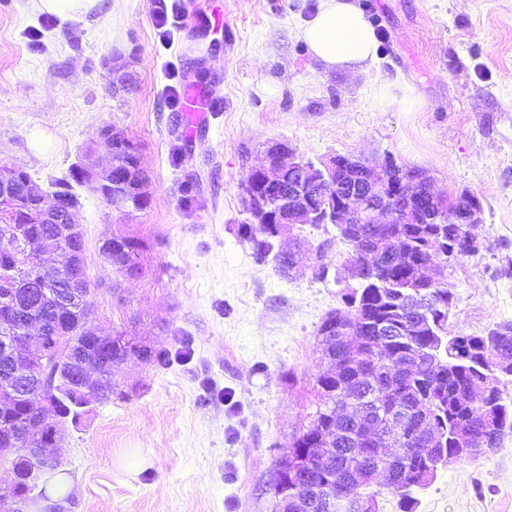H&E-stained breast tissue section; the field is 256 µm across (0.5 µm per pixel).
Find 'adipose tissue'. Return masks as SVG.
Listing matches in <instances>:
<instances>
[{
    "label": "adipose tissue",
    "mask_w": 512,
    "mask_h": 512,
    "mask_svg": "<svg viewBox=\"0 0 512 512\" xmlns=\"http://www.w3.org/2000/svg\"><path fill=\"white\" fill-rule=\"evenodd\" d=\"M298 36L326 71H367L376 62L377 37L354 0H318Z\"/></svg>",
    "instance_id": "adipose-tissue-1"
}]
</instances>
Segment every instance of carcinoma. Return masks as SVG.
<instances>
[{
  "instance_id": "obj_1",
  "label": "carcinoma",
  "mask_w": 512,
  "mask_h": 512,
  "mask_svg": "<svg viewBox=\"0 0 512 512\" xmlns=\"http://www.w3.org/2000/svg\"><path fill=\"white\" fill-rule=\"evenodd\" d=\"M111 145L123 164L138 165V148L119 133L112 135ZM32 176L22 168L15 169L13 195L16 202L18 227L27 225L29 201L24 189ZM85 176L74 173L51 182V195L57 204H76L78 198L73 184H84ZM145 182L142 169H137L133 180L120 188L129 205L139 207V186ZM32 231L57 240L58 249L65 257L46 269L30 266L21 254L11 251L13 236L0 228V294L11 290L20 303L21 311L12 322L0 325V331L18 333L25 321L34 319L50 330H64L66 337L59 343L57 357L38 373L36 383L44 389L52 388L56 370L74 367L85 356H91L102 373L105 385H111L112 374L128 354L153 360L160 365L167 362L164 352L155 354L141 349L123 336H108L103 340L84 331L80 319L65 312L56 313L57 298L71 289L84 298L86 312L93 313L90 301L91 281L86 265H71L66 254L84 250L83 239H72L63 234L61 224H34ZM341 240L353 247L350 260L363 269V278L344 296L348 307L343 318L352 328L348 336H323V352L349 359V345L362 344L363 359L352 361L344 372L334 376L323 373L316 379L315 407L309 425L293 438L290 447L313 448L325 437L336 448L331 462L304 472L292 489L289 499L300 501L297 512H323L322 497L329 492L330 478L351 467L374 470L383 464L377 448L372 446L364 432L367 422H375L392 412L409 414L403 430L404 448H417L409 456L388 464L391 471L385 492L397 498L400 512H415L418 499L415 484L418 475L434 467L438 454L452 455L458 448L462 432L480 433L491 426L503 411H512V403L504 397L512 385V376L499 383V397L486 406L474 403L472 394L480 389L493 371L497 345L493 343L495 329L481 336H450L446 328L451 295L448 289L416 277L415 267L424 261L453 262L473 253L468 242L469 231L464 224H357L354 231L337 229ZM238 236L251 246L254 258L261 262L273 252L276 244L272 230L238 225ZM141 243L134 237L101 253L109 272L131 275L138 270L135 257ZM416 289L430 305L428 318L410 315L406 303L408 291ZM29 381L19 378L13 383L15 396L7 405L0 406V448L8 461L7 472L13 474L27 493L23 503L31 501L29 479L46 467L34 454H19L10 450L15 435L22 432L36 402L24 398ZM63 417L79 420L77 399L65 396L59 401ZM427 420L438 430L433 448L419 447L413 442L420 422ZM370 489L379 497L384 492Z\"/></svg>"
}]
</instances>
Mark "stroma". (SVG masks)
<instances>
[{"label": "stroma", "instance_id": "obj_1", "mask_svg": "<svg viewBox=\"0 0 512 512\" xmlns=\"http://www.w3.org/2000/svg\"><path fill=\"white\" fill-rule=\"evenodd\" d=\"M357 2L382 36L378 65L328 74L297 36L316 0H179L166 29L151 0H104L81 23L0 0V164L46 189L103 129L137 146L146 209L75 189L91 324L170 359L130 357L108 399L62 430V512H272L353 251L334 225L297 227L304 250L284 276L239 241L242 185L272 143L315 163L389 155L475 195L480 250L434 271L453 296L448 333L512 322V0ZM117 56L137 77L126 93L110 86ZM113 236L140 239L136 275L104 270ZM418 498L416 512H512V435Z\"/></svg>", "mask_w": 512, "mask_h": 512}]
</instances>
